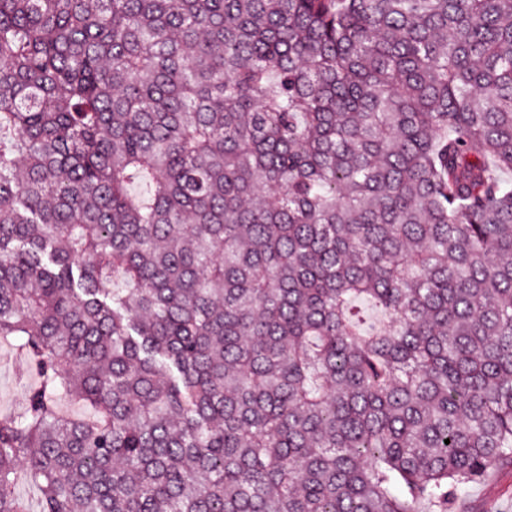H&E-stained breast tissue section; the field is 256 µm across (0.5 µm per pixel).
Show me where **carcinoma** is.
Here are the masks:
<instances>
[{
    "label": "carcinoma",
    "mask_w": 512,
    "mask_h": 512,
    "mask_svg": "<svg viewBox=\"0 0 512 512\" xmlns=\"http://www.w3.org/2000/svg\"><path fill=\"white\" fill-rule=\"evenodd\" d=\"M509 173L512 0H0V512H452ZM37 375L14 342H0V418L6 417L25 399Z\"/></svg>",
    "instance_id": "carcinoma-1"
}]
</instances>
